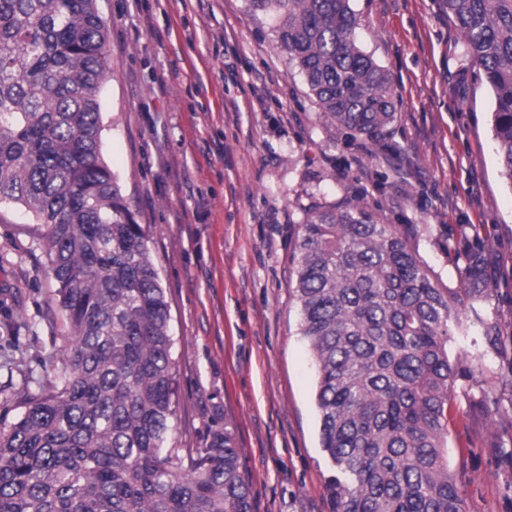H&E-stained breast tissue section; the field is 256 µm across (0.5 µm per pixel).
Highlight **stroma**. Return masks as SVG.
Here are the masks:
<instances>
[{
	"instance_id": "stroma-1",
	"label": "stroma",
	"mask_w": 512,
	"mask_h": 512,
	"mask_svg": "<svg viewBox=\"0 0 512 512\" xmlns=\"http://www.w3.org/2000/svg\"><path fill=\"white\" fill-rule=\"evenodd\" d=\"M358 46L389 72L395 120L353 140L320 113L272 19L246 0H98L112 77L103 158L140 223L171 306L180 404L171 441L228 428L254 512H331L313 354L300 333L292 255L308 211L362 204L406 230L437 287L459 292L480 240L495 291L483 313L502 340L482 382L473 340L460 374L448 465L466 512H512V184L492 131L494 97L441 0H350ZM40 225L0 207V387L53 382L65 346Z\"/></svg>"
}]
</instances>
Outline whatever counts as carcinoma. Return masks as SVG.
<instances>
[{"label": "carcinoma", "instance_id": "cac0c4a2", "mask_svg": "<svg viewBox=\"0 0 512 512\" xmlns=\"http://www.w3.org/2000/svg\"><path fill=\"white\" fill-rule=\"evenodd\" d=\"M495 98L512 185V0H441ZM274 19L321 114L374 140L395 118L389 73L354 39L350 0H248ZM111 78L97 0H0V204L43 226L68 344L57 382L22 389L0 427V512H253L229 430L199 448L170 433L178 395L170 304L148 235L102 154ZM318 373L332 512H466L448 468L450 332L498 354L481 304L482 245L463 297L436 287L396 224L359 204L303 222L292 257Z\"/></svg>", "mask_w": 512, "mask_h": 512}]
</instances>
